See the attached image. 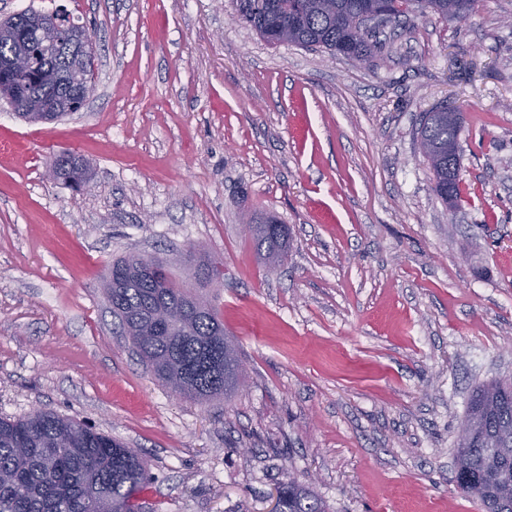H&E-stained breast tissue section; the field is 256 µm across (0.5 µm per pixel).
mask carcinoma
<instances>
[{"label":"carcinoma","mask_w":512,"mask_h":512,"mask_svg":"<svg viewBox=\"0 0 512 512\" xmlns=\"http://www.w3.org/2000/svg\"><path fill=\"white\" fill-rule=\"evenodd\" d=\"M314 0H236L238 15L272 43L279 37L319 47L356 61L374 59L382 46L374 31L347 22L375 9L397 19L433 13L445 20L474 13L477 0H335L336 11L312 7ZM462 124L448 123V105L426 113L420 144L432 149L433 190L443 200L461 197L460 180L448 182V166L460 167ZM255 247L269 263L286 252L288 234L271 221L250 225ZM194 279L218 275L210 259H190ZM112 313L144 363L163 385L181 381L179 394L203 403L228 395L239 384L240 362L212 304L196 289L170 281L160 288L151 277L106 282ZM185 310V322L156 329L152 311L163 300ZM468 441H458L455 485L487 512H512V382L482 385L472 394ZM147 460L137 448L51 412L38 410L17 419L0 418V512H135L146 478ZM278 512H327V506L302 483L289 482L278 495Z\"/></svg>","instance_id":"carcinoma-1"}]
</instances>
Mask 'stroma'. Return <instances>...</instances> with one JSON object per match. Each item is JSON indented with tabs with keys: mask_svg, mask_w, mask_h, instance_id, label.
<instances>
[{
	"mask_svg": "<svg viewBox=\"0 0 512 512\" xmlns=\"http://www.w3.org/2000/svg\"><path fill=\"white\" fill-rule=\"evenodd\" d=\"M67 11L94 42L84 107L30 123L0 99V417L55 413L141 449V512H483L454 482L474 389L512 379V0L412 15L382 59L273 45L232 0H0ZM464 114L462 197L417 128ZM89 168L75 191L51 156ZM291 230L275 267L243 227ZM216 256L207 290L241 384L173 397L104 292L113 259ZM279 512H327V506L302 483L288 482L278 495Z\"/></svg>",
	"mask_w": 512,
	"mask_h": 512,
	"instance_id": "1",
	"label": "stroma"
}]
</instances>
